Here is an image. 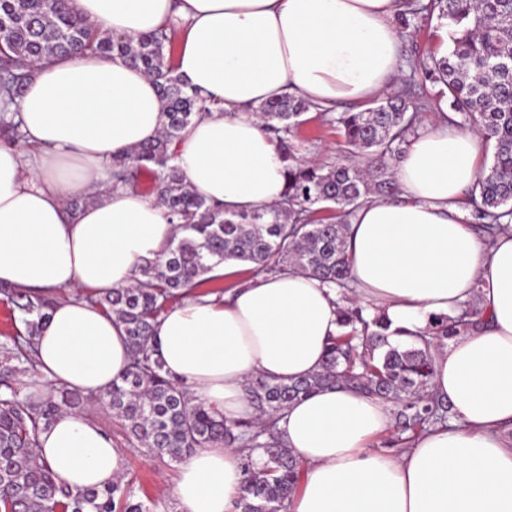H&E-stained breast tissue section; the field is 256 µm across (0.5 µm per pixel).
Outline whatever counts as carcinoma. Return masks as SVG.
Segmentation results:
<instances>
[{
	"mask_svg": "<svg viewBox=\"0 0 512 512\" xmlns=\"http://www.w3.org/2000/svg\"><path fill=\"white\" fill-rule=\"evenodd\" d=\"M434 17L451 27L448 54L406 61L398 90L363 111L329 118L346 159L331 165L299 159L298 132L312 108L303 97L290 93L260 104L256 114L285 162V195L272 206L228 213L187 185L170 152L207 99L174 75L168 29L119 38L101 24L82 23L65 0H0V95H20L32 63L85 50L119 55L158 82L161 135L114 157L112 181L136 190L138 172L149 174L176 233L165 261H144L134 285L97 299L124 326L130 346L126 370L98 401L122 421L130 445L149 456L181 462L214 443L263 449L262 467L248 458L243 463L239 512H287L300 470L278 439L276 421L290 403L319 389L342 384L391 404L395 434L385 440L388 448H406L453 417L452 405L431 393L435 355L446 340L475 326L473 305L457 317L436 318L431 332L400 344L391 341L383 315L352 300L339 311L345 331L328 342L321 369L290 383L251 378L247 391L257 415L232 424L194 402L170 376L154 336L160 313L218 280L214 270L227 259L251 265L255 276L305 272L348 289L350 219L361 205L398 193L394 166L417 132L422 109L432 103H448V124L477 130L492 147L489 165L466 194L467 222L489 235L512 223V0H405L400 38L415 21ZM429 86L438 88L432 101L424 96ZM0 136L21 137L18 123L4 114ZM0 295L24 326L0 344V512H159L162 503L146 504L120 480L75 494L38 461L41 425L90 397L64 388L44 396L37 378L32 391L21 394L17 375L35 371L34 339L53 301L6 288Z\"/></svg>",
	"mask_w": 512,
	"mask_h": 512,
	"instance_id": "1",
	"label": "carcinoma"
}]
</instances>
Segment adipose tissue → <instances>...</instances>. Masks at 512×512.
<instances>
[{
    "label": "adipose tissue",
    "instance_id": "1",
    "mask_svg": "<svg viewBox=\"0 0 512 512\" xmlns=\"http://www.w3.org/2000/svg\"><path fill=\"white\" fill-rule=\"evenodd\" d=\"M72 14L120 37L179 19L173 58L207 111L171 149L187 183L226 211L279 203L286 180L254 109L295 93L318 109L382 94L401 68L398 0H68ZM22 137L0 139V284L57 296L36 338L50 386L99 395L130 348L95 296L126 288L174 234L157 198L114 188L113 156L156 139L163 102L153 78L120 56L87 52L37 62L21 99L0 98ZM475 131L446 119L411 137L395 166L399 192L359 207L349 226L351 295L401 338L474 302L477 329L437 354L432 392L447 427L413 446L377 449L390 405L345 386L318 390L281 414L282 443L302 481L288 512H512V227L486 245L459 206L479 175ZM77 195L89 201L78 209ZM336 290L307 273H268L224 294L193 295L155 325L166 370L226 421L248 418L247 382L317 372L342 331ZM36 454L72 491L112 484L125 468L86 413L61 410ZM245 454L208 445L180 465L177 512H236Z\"/></svg>",
    "mask_w": 512,
    "mask_h": 512
}]
</instances>
